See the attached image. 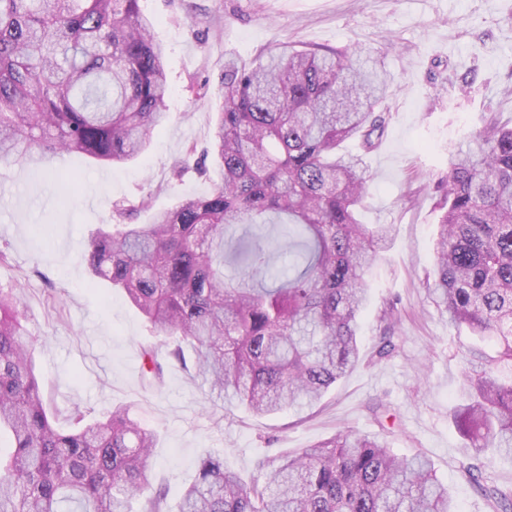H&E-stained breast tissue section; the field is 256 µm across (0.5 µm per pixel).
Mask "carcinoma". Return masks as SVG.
<instances>
[{
    "instance_id": "cac0c4a2",
    "label": "carcinoma",
    "mask_w": 512,
    "mask_h": 512,
    "mask_svg": "<svg viewBox=\"0 0 512 512\" xmlns=\"http://www.w3.org/2000/svg\"><path fill=\"white\" fill-rule=\"evenodd\" d=\"M140 0H0V163L42 169L47 155L122 164L166 118L165 48ZM362 49L273 53L255 67L230 58L207 154L211 191L127 224L149 199L113 207L88 239L91 282L126 293L169 356L255 415L311 407L356 367L366 269L393 229L358 218L363 158L384 134L388 82ZM471 147L448 150L430 294L464 345L453 411L488 482L484 458L512 457V127L489 121ZM21 298L0 291V512H170L146 493L157 433L128 407L104 420L75 406L56 425L36 369ZM146 374L163 382L154 346ZM246 485L207 455L176 512H461L429 461L346 432L259 463ZM501 512L512 491L483 486Z\"/></svg>"
}]
</instances>
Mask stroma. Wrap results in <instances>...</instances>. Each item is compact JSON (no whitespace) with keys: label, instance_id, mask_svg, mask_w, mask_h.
<instances>
[{"label":"stroma","instance_id":"35a3bbf8","mask_svg":"<svg viewBox=\"0 0 512 512\" xmlns=\"http://www.w3.org/2000/svg\"><path fill=\"white\" fill-rule=\"evenodd\" d=\"M165 48L169 119L147 149L123 165L81 154L53 160L57 176L0 167V288L15 289L32 335L39 374L53 407L80 406L103 418L131 407L158 433L147 473L150 488L176 505L206 455L220 456L244 482L265 457L295 453L350 430L387 442L401 456L432 463L462 512H496L464 472L466 441L450 406L460 400V348L468 333L449 324L431 300L434 241L441 215L439 181L448 149L465 144L486 113L512 126V0H140ZM364 49L387 75L389 119L363 156L369 177L360 219L389 224L393 240L369 269L370 301L361 318V360L311 409L257 418L211 391L192 371L158 359L164 382L146 378L141 349L158 333L107 284L88 287L84 244L115 203L151 196L157 210L201 196L220 182L187 162L208 148L219 101L196 95L217 85L227 57L265 60L281 47ZM395 304L397 350L380 358L379 316ZM382 401L374 419L368 407Z\"/></svg>","mask_w":512,"mask_h":512}]
</instances>
